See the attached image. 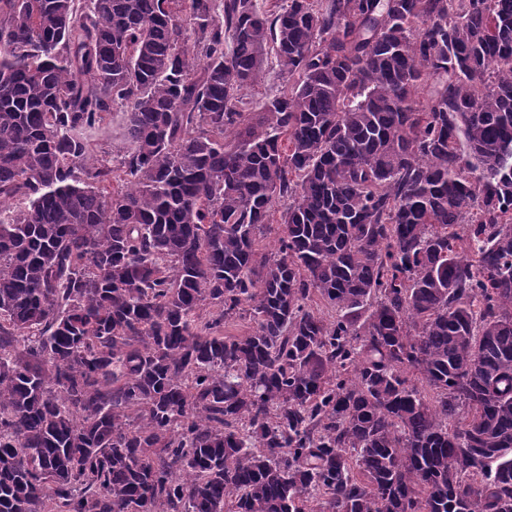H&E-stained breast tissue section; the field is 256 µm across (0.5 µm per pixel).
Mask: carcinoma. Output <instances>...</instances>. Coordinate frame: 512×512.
<instances>
[{"instance_id": "obj_1", "label": "carcinoma", "mask_w": 512, "mask_h": 512, "mask_svg": "<svg viewBox=\"0 0 512 512\" xmlns=\"http://www.w3.org/2000/svg\"><path fill=\"white\" fill-rule=\"evenodd\" d=\"M0 512H512V0H0ZM277 86L278 81L274 80V74L271 72L263 82L246 91L254 112L260 111L265 100L275 93ZM119 108L107 116L103 124L86 134L89 150L93 155L112 158L118 162L124 147V115Z\"/></svg>"}]
</instances>
